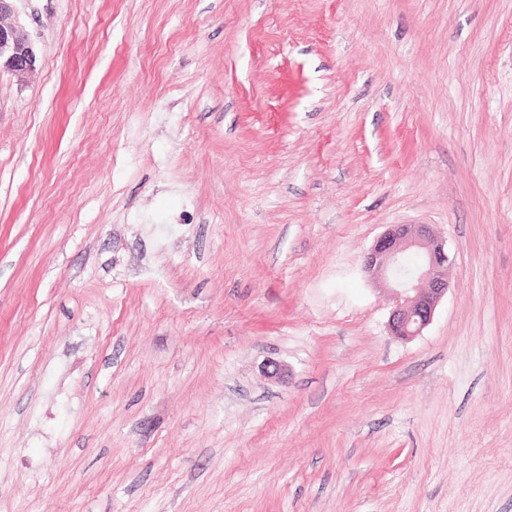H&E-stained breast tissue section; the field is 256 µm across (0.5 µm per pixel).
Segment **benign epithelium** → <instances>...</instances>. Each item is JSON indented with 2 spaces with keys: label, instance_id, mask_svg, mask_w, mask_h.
I'll return each mask as SVG.
<instances>
[{
  "label": "benign epithelium",
  "instance_id": "7a95c632",
  "mask_svg": "<svg viewBox=\"0 0 512 512\" xmlns=\"http://www.w3.org/2000/svg\"><path fill=\"white\" fill-rule=\"evenodd\" d=\"M14 2L0 0V73L23 83L36 71L38 56L22 25L1 22L13 13ZM363 269L391 290L389 326L400 339L420 335L448 293V253L429 224L392 226L364 255Z\"/></svg>",
  "mask_w": 512,
  "mask_h": 512
}]
</instances>
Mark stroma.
<instances>
[{
	"label": "stroma",
	"mask_w": 512,
	"mask_h": 512,
	"mask_svg": "<svg viewBox=\"0 0 512 512\" xmlns=\"http://www.w3.org/2000/svg\"><path fill=\"white\" fill-rule=\"evenodd\" d=\"M14 19L0 512H512V0ZM394 224L448 251L407 341ZM17 0H0V74L7 72L23 83L36 71L38 56L34 44L25 30L18 24H4L3 17L14 11ZM409 251L415 266L406 263ZM363 269L391 290L389 326L400 339L419 336L448 292V253L429 224L393 225L364 255Z\"/></svg>",
	"instance_id": "obj_1"
}]
</instances>
